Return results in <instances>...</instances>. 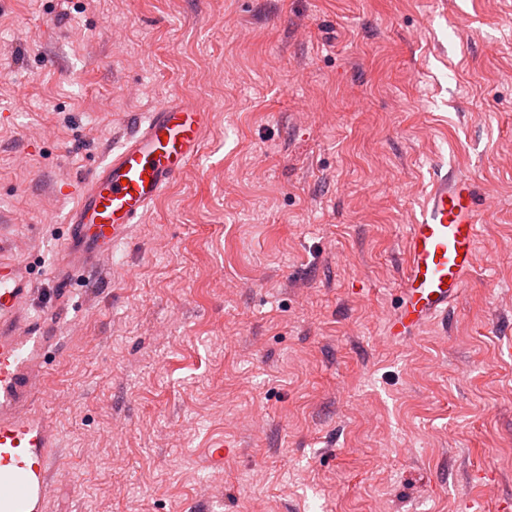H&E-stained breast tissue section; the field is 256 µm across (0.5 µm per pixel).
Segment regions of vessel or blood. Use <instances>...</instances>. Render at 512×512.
I'll return each instance as SVG.
<instances>
[{
  "mask_svg": "<svg viewBox=\"0 0 512 512\" xmlns=\"http://www.w3.org/2000/svg\"><path fill=\"white\" fill-rule=\"evenodd\" d=\"M208 118L194 100L167 101L77 187L64 217L62 257L50 274L56 302L95 271L101 255L125 244L134 224L198 156ZM480 210L470 178L447 172L433 181L409 226L403 298L386 325L391 340L446 313L458 297L476 263ZM32 292L21 268L0 258V512H45L48 495L52 433L33 406L52 339L47 321L27 312Z\"/></svg>",
  "mask_w": 512,
  "mask_h": 512,
  "instance_id": "1",
  "label": "vessel or blood"
}]
</instances>
